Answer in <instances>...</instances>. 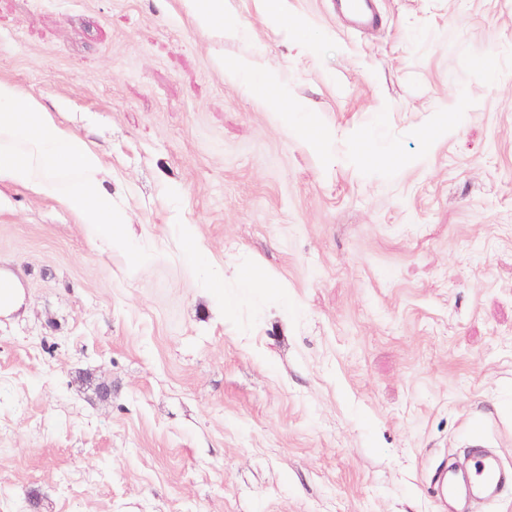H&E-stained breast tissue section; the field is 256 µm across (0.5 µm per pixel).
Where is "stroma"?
Returning a JSON list of instances; mask_svg holds the SVG:
<instances>
[{
	"label": "stroma",
	"mask_w": 512,
	"mask_h": 512,
	"mask_svg": "<svg viewBox=\"0 0 512 512\" xmlns=\"http://www.w3.org/2000/svg\"><path fill=\"white\" fill-rule=\"evenodd\" d=\"M374 2L0 0L127 214L0 182V512H512V0ZM191 4L193 17L201 31L207 32L217 24H223L224 20V1L223 0H205V1H186ZM0 285H4V288L0 289V314L1 311L8 313L20 304L21 292L15 284L14 279L8 274L2 276L1 272ZM474 454L477 458V467L475 477L483 484L493 485L510 479V475L503 472L496 466L488 464L482 460L481 448H474Z\"/></svg>",
	"instance_id": "stroma-1"
}]
</instances>
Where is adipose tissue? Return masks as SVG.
<instances>
[{
  "mask_svg": "<svg viewBox=\"0 0 512 512\" xmlns=\"http://www.w3.org/2000/svg\"><path fill=\"white\" fill-rule=\"evenodd\" d=\"M104 172L100 155L85 138L58 124L17 84L0 79V180L55 199L114 242L125 216L112 207Z\"/></svg>",
  "mask_w": 512,
  "mask_h": 512,
  "instance_id": "adipose-tissue-1",
  "label": "adipose tissue"
}]
</instances>
